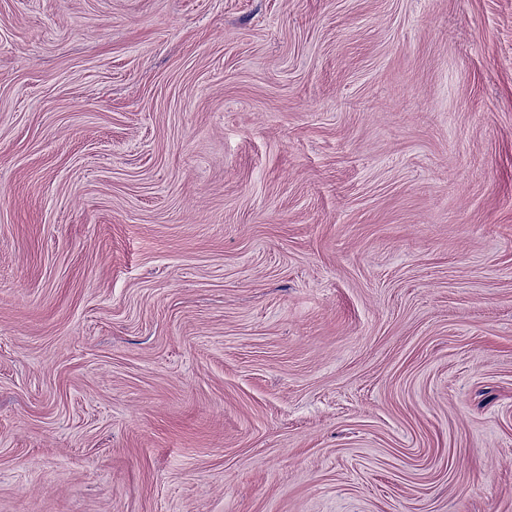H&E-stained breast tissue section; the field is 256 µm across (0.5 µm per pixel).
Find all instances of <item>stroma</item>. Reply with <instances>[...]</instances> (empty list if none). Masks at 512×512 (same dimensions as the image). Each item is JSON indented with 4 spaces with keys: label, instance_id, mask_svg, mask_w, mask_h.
Returning a JSON list of instances; mask_svg holds the SVG:
<instances>
[{
    "label": "stroma",
    "instance_id": "obj_1",
    "mask_svg": "<svg viewBox=\"0 0 512 512\" xmlns=\"http://www.w3.org/2000/svg\"><path fill=\"white\" fill-rule=\"evenodd\" d=\"M0 512H512V0H0Z\"/></svg>",
    "mask_w": 512,
    "mask_h": 512
}]
</instances>
